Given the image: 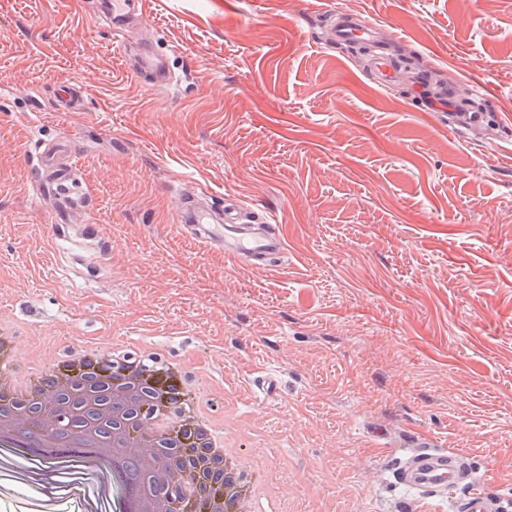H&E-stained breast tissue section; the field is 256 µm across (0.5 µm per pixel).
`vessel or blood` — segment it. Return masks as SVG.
<instances>
[{
  "instance_id": "b4317fda",
  "label": "vessel or blood",
  "mask_w": 512,
  "mask_h": 512,
  "mask_svg": "<svg viewBox=\"0 0 512 512\" xmlns=\"http://www.w3.org/2000/svg\"><path fill=\"white\" fill-rule=\"evenodd\" d=\"M106 14L112 24L113 38H121L131 19H144V7L129 10L126 0H109ZM367 30L346 15H339L330 27L328 39L332 42L364 41ZM488 122L483 112H452L448 115V131L466 135ZM249 210L236 200L228 199L220 214L206 210L183 209L178 212L179 226L195 227L194 239L204 246H222L225 254L238 260L267 261L285 252L283 239L270 224L272 217L262 211L257 215L264 231L257 232L247 225ZM397 481L409 495L430 501L439 494L461 489L462 494L450 507V512H512V497L491 492L480 481L473 479L468 459L446 448L427 447L416 457L404 461L397 469Z\"/></svg>"
}]
</instances>
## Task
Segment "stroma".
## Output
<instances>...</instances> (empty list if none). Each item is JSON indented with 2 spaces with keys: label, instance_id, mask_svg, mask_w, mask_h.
Masks as SVG:
<instances>
[{
  "label": "stroma",
  "instance_id": "obj_1",
  "mask_svg": "<svg viewBox=\"0 0 512 512\" xmlns=\"http://www.w3.org/2000/svg\"><path fill=\"white\" fill-rule=\"evenodd\" d=\"M124 34L171 83L131 72L96 0H0V309L16 367L147 340L268 478L249 512H418L392 483L422 444L512 496V0H147ZM403 37L382 89L326 11ZM81 86L75 112L58 85ZM453 92L488 131L451 136ZM64 144L83 199L35 141ZM271 212L274 269L175 222L183 202ZM280 381L267 395V373ZM56 469L0 460V512H41Z\"/></svg>",
  "mask_w": 512,
  "mask_h": 512
}]
</instances>
